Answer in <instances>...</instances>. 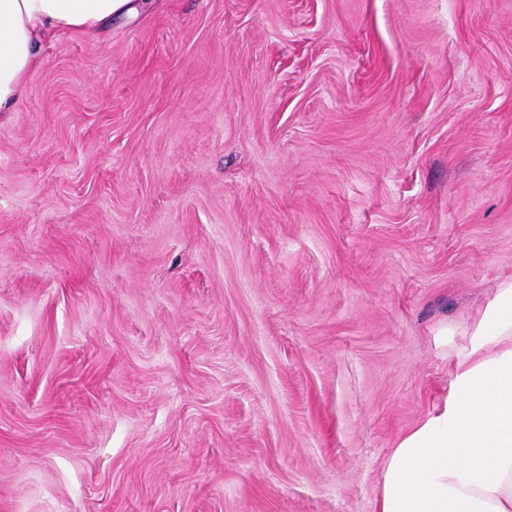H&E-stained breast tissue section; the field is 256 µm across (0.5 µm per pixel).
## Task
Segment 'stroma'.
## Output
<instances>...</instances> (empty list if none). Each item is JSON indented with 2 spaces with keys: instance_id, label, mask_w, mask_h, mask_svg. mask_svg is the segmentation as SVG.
<instances>
[{
  "instance_id": "35a3bbf8",
  "label": "stroma",
  "mask_w": 512,
  "mask_h": 512,
  "mask_svg": "<svg viewBox=\"0 0 512 512\" xmlns=\"http://www.w3.org/2000/svg\"><path fill=\"white\" fill-rule=\"evenodd\" d=\"M0 114V512H374L512 276V0H152Z\"/></svg>"
}]
</instances>
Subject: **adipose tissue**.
I'll return each instance as SVG.
<instances>
[{"label": "adipose tissue", "mask_w": 512, "mask_h": 512, "mask_svg": "<svg viewBox=\"0 0 512 512\" xmlns=\"http://www.w3.org/2000/svg\"><path fill=\"white\" fill-rule=\"evenodd\" d=\"M146 0H0V113L52 38L95 33ZM456 348L445 394L386 460L375 512H512V277Z\"/></svg>", "instance_id": "ef3b65f1"}]
</instances>
